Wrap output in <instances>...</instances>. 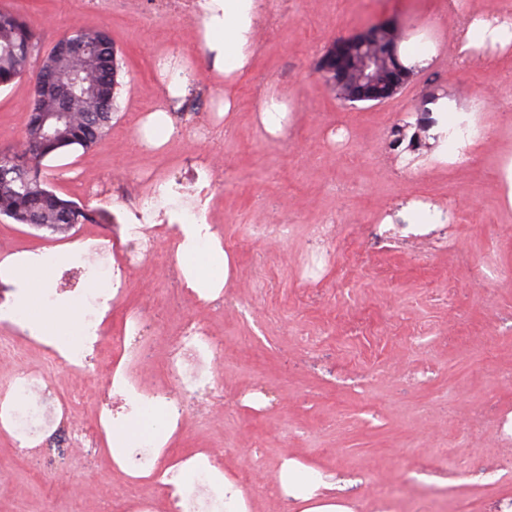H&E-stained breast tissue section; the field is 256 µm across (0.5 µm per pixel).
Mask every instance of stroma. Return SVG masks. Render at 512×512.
<instances>
[{"label": "stroma", "instance_id": "obj_1", "mask_svg": "<svg viewBox=\"0 0 512 512\" xmlns=\"http://www.w3.org/2000/svg\"><path fill=\"white\" fill-rule=\"evenodd\" d=\"M249 65L224 77L199 43L184 0H0L24 16L41 52L73 28L106 30L122 58L112 127L87 150L48 162V184L94 213L55 233L0 216V260L93 241L121 272L104 338L145 310L136 357L77 373L0 327V380L45 368L58 402L72 392L87 437L52 427L20 454L0 428V512H170L150 473L120 467L111 430L97 427L111 366L144 387L176 390L169 359L184 320L222 338L213 362L222 398L182 395L183 421L158 467L205 455L235 478L249 512H301L279 488L285 460L342 480L353 512H502L512 503V46L493 70L459 66L447 0H259ZM386 20L402 38L433 43L429 67L386 102L348 105L317 69L339 38ZM191 72L166 99L162 62ZM32 82L0 87V147L18 143ZM481 92L479 109L468 93ZM474 110L481 143L465 161L435 158L433 130L418 152L391 146L416 125L430 94ZM288 104L278 133L263 100ZM166 110L161 150L140 146L144 113ZM201 126L213 138L197 137ZM204 185L205 217L229 258L217 295L199 298L156 234L153 256L127 267L116 225L135 223V199L156 180ZM432 207L411 223V204ZM285 224L252 238L249 225Z\"/></svg>", "mask_w": 512, "mask_h": 512}]
</instances>
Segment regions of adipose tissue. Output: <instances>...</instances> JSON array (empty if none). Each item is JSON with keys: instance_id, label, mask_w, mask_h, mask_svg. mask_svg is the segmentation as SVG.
Segmentation results:
<instances>
[{"instance_id": "1", "label": "adipose tissue", "mask_w": 512, "mask_h": 512, "mask_svg": "<svg viewBox=\"0 0 512 512\" xmlns=\"http://www.w3.org/2000/svg\"><path fill=\"white\" fill-rule=\"evenodd\" d=\"M207 14L203 25L205 47L214 55V67L225 76L241 72L251 55L252 34L259 11V0H207ZM512 45V21L499 14L480 12L473 14L464 33L456 37L457 57L473 56L483 51V63L491 64L498 53ZM184 240L178 257L184 266L189 288L203 296L219 291L227 278V257L218 245L196 247L199 226L183 224L179 227ZM55 263H40L26 257H11L0 261V279L28 284L29 291L15 297V308L28 315L38 312L45 322H64L80 329L83 300L73 297L45 303L33 308L31 289H42L51 280ZM282 491L304 503L303 512H352L343 499L335 496L336 485L328 476L287 461L280 473Z\"/></svg>"}]
</instances>
